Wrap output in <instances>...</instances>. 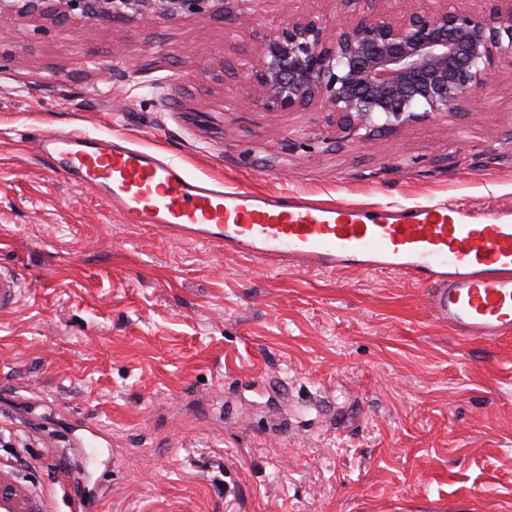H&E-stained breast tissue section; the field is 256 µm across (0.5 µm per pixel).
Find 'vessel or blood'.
<instances>
[{
  "label": "vessel or blood",
  "mask_w": 512,
  "mask_h": 512,
  "mask_svg": "<svg viewBox=\"0 0 512 512\" xmlns=\"http://www.w3.org/2000/svg\"><path fill=\"white\" fill-rule=\"evenodd\" d=\"M53 174L101 192L124 223L143 224L280 271L395 275L427 287V307L465 341L512 335V220L429 203L365 209L304 194L260 193L196 179L126 137L57 131L36 139ZM0 268V311L20 294ZM79 485L96 473L99 427L80 422ZM0 512H57L51 496L0 462Z\"/></svg>",
  "instance_id": "b4317fda"
}]
</instances>
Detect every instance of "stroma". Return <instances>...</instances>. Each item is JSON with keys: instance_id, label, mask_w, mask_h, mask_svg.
Instances as JSON below:
<instances>
[{"instance_id": "obj_1", "label": "stroma", "mask_w": 512, "mask_h": 512, "mask_svg": "<svg viewBox=\"0 0 512 512\" xmlns=\"http://www.w3.org/2000/svg\"><path fill=\"white\" fill-rule=\"evenodd\" d=\"M367 0H228L227 18L0 27V461L54 487L71 424L119 461L99 512H512V337L460 342L395 277L269 273L123 223L30 135H127L193 176L364 208L512 210V52L458 110L360 138L249 97L257 36ZM21 279L15 271L0 268V311L11 309L20 294Z\"/></svg>"}]
</instances>
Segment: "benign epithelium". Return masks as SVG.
I'll return each mask as SVG.
<instances>
[{
  "label": "benign epithelium",
  "mask_w": 512,
  "mask_h": 512,
  "mask_svg": "<svg viewBox=\"0 0 512 512\" xmlns=\"http://www.w3.org/2000/svg\"><path fill=\"white\" fill-rule=\"evenodd\" d=\"M489 18L446 0L439 8L387 9L329 27L312 14L257 41L249 68L253 100L268 111L321 103L356 134L397 128L458 108L492 79L498 54L512 48V0ZM226 0H0V26L23 16L176 20L224 16Z\"/></svg>",
  "instance_id": "1"
}]
</instances>
